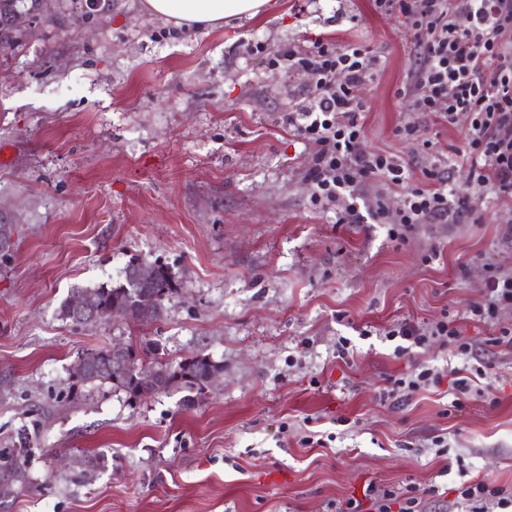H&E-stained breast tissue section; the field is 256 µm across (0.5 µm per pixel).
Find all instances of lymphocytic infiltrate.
<instances>
[{"label": "lymphocytic infiltrate", "instance_id": "lymphocytic-infiltrate-1", "mask_svg": "<svg viewBox=\"0 0 512 512\" xmlns=\"http://www.w3.org/2000/svg\"><path fill=\"white\" fill-rule=\"evenodd\" d=\"M378 10L398 11L408 21L421 63L405 89L417 111L451 125L465 124L462 158L479 195L512 199V0H374ZM271 65H286L304 75L313 96L307 106L289 113L288 123L314 148L307 179L312 201L335 210L339 222L372 220L389 227L392 239L406 240L415 225L448 221L468 207L470 198L450 200L444 172L424 168L431 188L410 186V170L394 157L363 148V103L359 88L375 63L363 47L334 48L314 42L305 52L272 51ZM372 178L403 188L396 213L378 205L360 215L354 202L358 188ZM512 307V275H493L483 301L472 304L474 319L492 323ZM388 338L415 347L438 341L466 352L456 323L441 320L425 326L397 324Z\"/></svg>", "mask_w": 512, "mask_h": 512}]
</instances>
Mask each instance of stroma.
I'll return each instance as SVG.
<instances>
[{
  "label": "stroma",
  "mask_w": 512,
  "mask_h": 512,
  "mask_svg": "<svg viewBox=\"0 0 512 512\" xmlns=\"http://www.w3.org/2000/svg\"><path fill=\"white\" fill-rule=\"evenodd\" d=\"M354 42L375 56L359 95L364 148L426 186L425 141L474 193L465 125L435 124L402 93L420 60L405 17L373 0H274L259 18L192 30L141 0H41L0 46V449L30 426L29 484L0 512H375L367 486L415 489L421 512H467L461 487L512 492V309L473 320L512 274V199L484 198L408 242L341 224L311 202L312 147L289 126L306 77L267 50ZM414 127L409 137L394 133ZM167 264L163 320L58 315L76 288L114 284L131 257ZM466 355L396 353L395 324L442 319ZM121 345L175 364L204 352V392L133 398L105 385L57 401L84 353ZM421 368L446 375L409 391ZM470 393L453 407L457 379ZM444 439L445 447L434 444ZM104 460L80 477L75 460ZM506 306L512 307V275H491L483 301L472 304L470 312L477 321L493 323Z\"/></svg>",
  "instance_id": "1"
}]
</instances>
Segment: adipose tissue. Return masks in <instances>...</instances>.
Wrapping results in <instances>:
<instances>
[{"label": "adipose tissue", "mask_w": 512, "mask_h": 512, "mask_svg": "<svg viewBox=\"0 0 512 512\" xmlns=\"http://www.w3.org/2000/svg\"><path fill=\"white\" fill-rule=\"evenodd\" d=\"M271 0H142L154 16L190 29H214L240 19L265 15Z\"/></svg>", "instance_id": "adipose-tissue-1"}]
</instances>
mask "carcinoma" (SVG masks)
<instances>
[{
  "label": "carcinoma",
  "instance_id": "cac0c4a2",
  "mask_svg": "<svg viewBox=\"0 0 512 512\" xmlns=\"http://www.w3.org/2000/svg\"><path fill=\"white\" fill-rule=\"evenodd\" d=\"M25 7L24 0H0V39L12 28L9 21L14 13ZM141 262L132 258L121 271L122 282L117 285L98 284L82 288L90 298L89 306L112 311L116 303L126 306L129 317L133 320H159L166 312V302L170 301L176 292V276L171 269L161 263H156L154 278L146 285L133 280L135 267ZM81 372H73L68 386V393L86 385L112 384L126 390L131 396L146 397L164 391L176 383H184L198 391H203L208 385L210 376L217 371H224V365L214 361L202 352L185 358L176 365L154 362L149 371L157 377L160 387H148L142 378L144 364L139 362L132 350L127 348L120 356L112 350L90 352L80 358ZM29 456V435L21 430L20 447L11 452H0V469L12 471V481L0 484V497L10 496L16 488H23L28 483L27 458Z\"/></svg>",
  "mask_w": 512,
  "mask_h": 512
}]
</instances>
